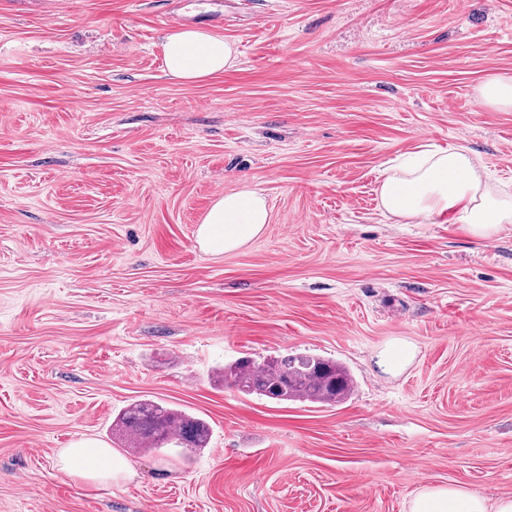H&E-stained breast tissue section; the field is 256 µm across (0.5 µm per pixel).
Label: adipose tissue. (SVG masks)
<instances>
[{
	"instance_id": "obj_1",
	"label": "adipose tissue",
	"mask_w": 512,
	"mask_h": 512,
	"mask_svg": "<svg viewBox=\"0 0 512 512\" xmlns=\"http://www.w3.org/2000/svg\"><path fill=\"white\" fill-rule=\"evenodd\" d=\"M164 71L180 83H201L231 65L233 48L198 28L178 29L163 45ZM384 212L406 224H456L473 240L498 237L512 226V193L486 179L479 161L464 147L416 153L391 168L379 188ZM271 219L265 197L250 187L213 202L199 238L214 255L233 252L261 234ZM65 470L81 477L117 479L131 468L115 452L80 440L60 455ZM409 512H512V497L495 501L452 484L423 488Z\"/></svg>"
}]
</instances>
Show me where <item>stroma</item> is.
Segmentation results:
<instances>
[{"label": "stroma", "instance_id": "obj_1", "mask_svg": "<svg viewBox=\"0 0 512 512\" xmlns=\"http://www.w3.org/2000/svg\"><path fill=\"white\" fill-rule=\"evenodd\" d=\"M234 60L171 80L177 19ZM512 0H0V512H409L424 487L512 497V234L398 224L381 172L467 147L512 189ZM270 224L214 256L212 203ZM404 338L399 376L376 355ZM308 354L342 403L245 395L219 370ZM152 400L207 447L147 452L112 421ZM88 439L128 478L63 472ZM483 102L497 109H512V77L496 76L480 88ZM270 219L265 197L244 185L213 202L199 228V238L211 254L230 253L259 236Z\"/></svg>", "mask_w": 512, "mask_h": 512}]
</instances>
